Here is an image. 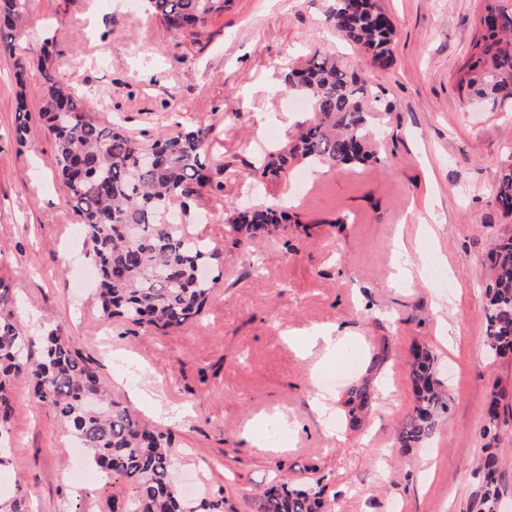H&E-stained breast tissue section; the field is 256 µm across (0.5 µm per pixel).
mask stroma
<instances>
[{
    "label": "stroma",
    "instance_id": "obj_1",
    "mask_svg": "<svg viewBox=\"0 0 512 512\" xmlns=\"http://www.w3.org/2000/svg\"><path fill=\"white\" fill-rule=\"evenodd\" d=\"M396 28L392 60L374 65L325 21L328 0H230L209 19L199 43L163 31L143 6L127 0H30V26L0 42V282L15 320L39 352L54 329L92 357L113 394L142 420L173 429L179 478L197 493L224 491L237 512H258L256 492L271 478L321 479L328 512H477V463L486 439L485 405L507 390L505 422L494 446L512 512V357L486 348L482 274L492 241L512 233V213L492 192L512 164V107H462L456 73L477 34L481 0H378ZM57 34L63 80L104 100L101 121L126 117L131 131L155 118L213 125L214 163L224 190L205 194L188 230L210 242L221 279L204 315L165 335L103 321L92 295L91 244L78 231L55 177V146L43 132L35 94L39 75L15 79L46 29ZM335 57L386 89L393 109L376 113L370 141L386 166L328 169L300 165L256 186L262 150L282 147L313 117L289 94L284 74L309 52ZM31 114L27 144L16 143V106ZM288 203L309 229L248 244L224 224L231 207ZM419 214L431 231L420 249L428 264L447 263L455 286L393 280V246L412 241ZM344 232L330 225L340 215ZM335 325L357 348L327 357L296 335ZM449 340H441L442 326ZM390 358L373 381L374 400L360 429L341 403L365 376L371 357ZM431 347L449 409L433 439L400 453L395 428L410 415L413 346ZM336 372L328 425L309 409L325 373ZM14 411L0 435L7 479L0 497H26L27 512H125L123 484L81 481L71 471L74 447L55 413L37 402L26 376L11 385ZM183 410L157 414L154 400ZM285 415L294 427L278 447L251 446L244 433L259 419Z\"/></svg>",
    "mask_w": 512,
    "mask_h": 512
}]
</instances>
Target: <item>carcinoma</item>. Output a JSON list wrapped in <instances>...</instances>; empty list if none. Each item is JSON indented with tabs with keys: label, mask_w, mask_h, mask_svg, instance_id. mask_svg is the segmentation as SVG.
Listing matches in <instances>:
<instances>
[{
	"label": "carcinoma",
	"mask_w": 512,
	"mask_h": 512,
	"mask_svg": "<svg viewBox=\"0 0 512 512\" xmlns=\"http://www.w3.org/2000/svg\"><path fill=\"white\" fill-rule=\"evenodd\" d=\"M26 0H0V40L16 37L27 26ZM146 10L167 31L192 42L207 22L224 12L228 0H144ZM479 36L459 68L462 99L482 98L498 107L512 100V9L504 0H481ZM326 20L372 62L392 59L394 26L375 0H330ZM55 36H45L33 55L18 62L22 71L39 73V114L55 145L56 172L66 189V204L91 243L88 254L97 271L94 297L105 321L120 317L127 324L164 334L196 320L216 287L209 267L214 250L185 229L203 192L221 191L224 167L210 159L213 128L188 129L175 123L149 136L132 134L120 121L103 123L86 108L84 97L59 76ZM288 85L305 95L314 119L282 150L264 154L253 174L260 183L278 179L297 162L338 168L384 165L368 140L373 115L392 110L386 90L363 73L349 71L334 59L307 54L287 74ZM494 199L512 212V164L499 180ZM236 243H249L301 225L300 214L278 203L233 209L224 215ZM484 313L489 354L512 355V236L503 237L489 256ZM25 374L35 397L48 405L78 440L87 462L108 481L122 482L129 492L128 512H230L224 490L189 496L174 479L179 451L171 430L151 427L116 400L96 367L72 340L52 331L40 357L30 355L9 310L8 289L0 284V431L6 430L12 407L5 394L11 376ZM410 378L413 413L397 432L400 451L418 448L436 434L448 411L437 379L432 349L412 351ZM371 380L353 385L343 402L349 427H359L372 405ZM506 391L486 406L487 436L500 427ZM479 512H499L501 474L495 449L482 459ZM324 486L280 479L257 494L261 512H323Z\"/></svg>",
	"instance_id": "cac0c4a2"
}]
</instances>
